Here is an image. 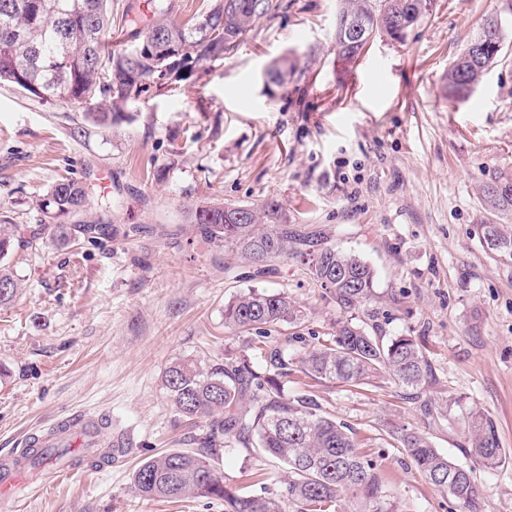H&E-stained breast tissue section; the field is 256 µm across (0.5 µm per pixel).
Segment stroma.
<instances>
[{
    "label": "stroma",
    "instance_id": "35a3bbf8",
    "mask_svg": "<svg viewBox=\"0 0 512 512\" xmlns=\"http://www.w3.org/2000/svg\"><path fill=\"white\" fill-rule=\"evenodd\" d=\"M283 2L234 54L148 87L107 129L81 106L0 83V221L39 224L37 199L67 177L89 192L72 223L112 227L67 247L46 227L37 251L9 261L21 292L0 307V456L77 413L108 417L103 436L120 447L97 469L29 470L32 495L0 500V512H224L220 500L132 487L144 459L196 447L202 434L171 404L168 367L238 355L251 335L225 328L224 305L251 289L287 293L301 310L300 324L269 332L288 354L343 312L298 258L262 268L191 224L188 205L205 199L277 200L297 230L323 231L371 263L378 298L357 319L385 336H424L436 369L428 396L481 408L512 454V260L477 232L488 219L512 225V211L490 212L479 193L512 176V37L468 98H452L446 79L486 16L508 17L512 0H432L404 42L375 37L352 62L335 47L340 0ZM285 59L293 74L268 82ZM287 391L314 396L379 453L409 512H462L383 435L389 421L428 430L466 465L463 419L428 425L387 381L313 385L296 372ZM475 476L482 512H512V461Z\"/></svg>",
    "mask_w": 512,
    "mask_h": 512
}]
</instances>
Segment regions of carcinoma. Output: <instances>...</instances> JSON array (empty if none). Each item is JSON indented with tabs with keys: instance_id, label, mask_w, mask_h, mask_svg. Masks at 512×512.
<instances>
[{
	"instance_id": "carcinoma-1",
	"label": "carcinoma",
	"mask_w": 512,
	"mask_h": 512,
	"mask_svg": "<svg viewBox=\"0 0 512 512\" xmlns=\"http://www.w3.org/2000/svg\"><path fill=\"white\" fill-rule=\"evenodd\" d=\"M431 0H343L336 13V49L354 59L366 43L347 35L357 21L365 36L382 33L402 42L428 11ZM281 0H212L193 23L167 18L165 0L154 5V19L133 21L130 39L139 54L108 48L112 35L109 0H0V82L25 85L31 95L52 102L66 100L91 109L88 117L102 128L112 126L114 110L137 98L147 82L165 73L184 80L207 61L233 53L255 24L278 13ZM502 25L498 17L485 19L469 54H460L448 69V92L457 97L483 66L501 55L488 30ZM480 191L498 211L512 210V178L498 176ZM86 188L73 179L53 183L36 201L37 210L53 228L56 241L70 242L75 231L92 240L112 233L110 224H67L64 218L83 211ZM191 223L211 239L233 246L245 256L265 262L283 254L307 260L311 275L328 290L336 304L350 313L375 297L376 272L365 260L327 242L322 232L305 235L288 224L275 200L257 210L248 206L203 202L190 210ZM483 245L500 257L512 258V226L486 221L478 225ZM38 230L19 224H0V307L15 302L18 278L8 260L19 248L37 244ZM298 310L288 294L250 290L224 306V325L239 331L261 329L297 320ZM266 362L264 374L253 368L252 356L242 353L209 369L179 360L166 371L165 386L177 410L189 419H206L200 447L165 451L145 459L134 471L132 484L146 498H215L224 512H340L339 495L347 493L350 512H406L391 493L380 465L362 449L354 433L327 416L311 396H290L285 390L290 358L263 341L255 347ZM301 373L317 383L337 381L367 385L386 378L433 426L452 417L459 401L423 397L436 380L435 368L419 338H385L369 333L351 318L336 322L333 335L297 358ZM467 456L486 467L506 463L491 421L471 407L465 411ZM396 440L417 472L441 492L453 497L465 512H482L474 469L434 447L427 432L392 426ZM244 450L255 461L273 458L285 465L277 491L229 489L214 466L224 452ZM112 458L86 444L84 460L97 467Z\"/></svg>"
}]
</instances>
